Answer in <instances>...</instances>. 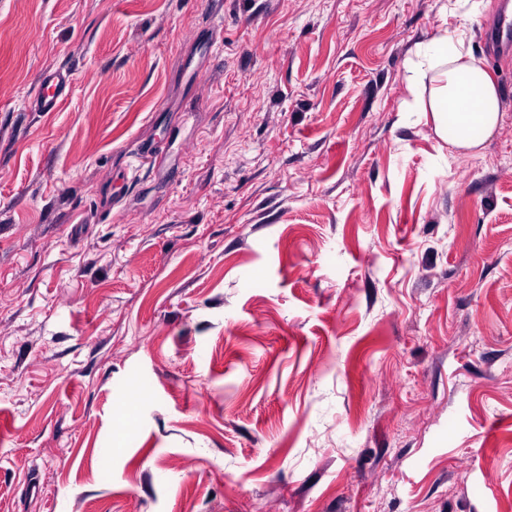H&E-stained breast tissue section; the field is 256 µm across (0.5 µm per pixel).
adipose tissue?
<instances>
[{"label": "adipose tissue", "instance_id": "obj_1", "mask_svg": "<svg viewBox=\"0 0 512 512\" xmlns=\"http://www.w3.org/2000/svg\"><path fill=\"white\" fill-rule=\"evenodd\" d=\"M408 71L411 108L430 113L435 133L451 150L475 151L497 129L501 90L466 30L416 43Z\"/></svg>", "mask_w": 512, "mask_h": 512}]
</instances>
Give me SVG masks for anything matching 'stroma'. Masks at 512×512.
Here are the masks:
<instances>
[{
  "mask_svg": "<svg viewBox=\"0 0 512 512\" xmlns=\"http://www.w3.org/2000/svg\"><path fill=\"white\" fill-rule=\"evenodd\" d=\"M446 2L0 0V512H512V54ZM463 25L475 155L404 109ZM72 93V76L64 68L44 71L32 97L33 112H58Z\"/></svg>",
  "mask_w": 512,
  "mask_h": 512,
  "instance_id": "stroma-1",
  "label": "stroma"
}]
</instances>
